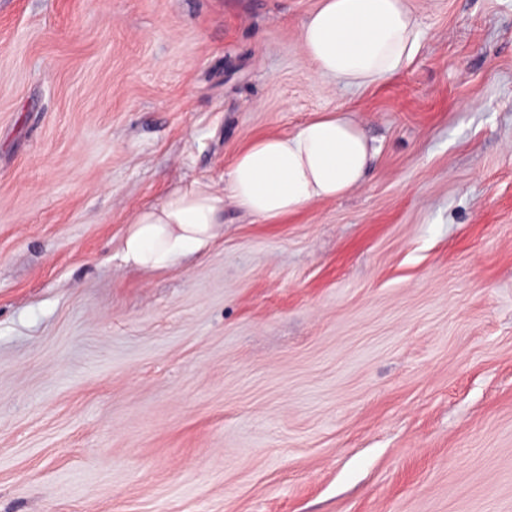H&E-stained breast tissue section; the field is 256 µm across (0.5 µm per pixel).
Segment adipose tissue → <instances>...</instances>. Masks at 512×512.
Wrapping results in <instances>:
<instances>
[{"mask_svg":"<svg viewBox=\"0 0 512 512\" xmlns=\"http://www.w3.org/2000/svg\"><path fill=\"white\" fill-rule=\"evenodd\" d=\"M426 33L406 0H320L305 20L302 48L317 74L349 88L387 82L406 69ZM380 153L351 112H325L288 135L238 151L223 184L195 181L138 209L121 259L136 270L177 264L224 232V204L267 224L360 187Z\"/></svg>","mask_w":512,"mask_h":512,"instance_id":"ef3b65f1","label":"adipose tissue"}]
</instances>
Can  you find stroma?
Masks as SVG:
<instances>
[{
    "label": "stroma",
    "instance_id": "stroma-1",
    "mask_svg": "<svg viewBox=\"0 0 512 512\" xmlns=\"http://www.w3.org/2000/svg\"><path fill=\"white\" fill-rule=\"evenodd\" d=\"M319 0H0V512H512V0H408L394 79ZM344 109L354 191L127 269L134 212ZM406 1L320 0L300 32L317 74L356 89L399 75L426 37Z\"/></svg>",
    "mask_w": 512,
    "mask_h": 512
}]
</instances>
